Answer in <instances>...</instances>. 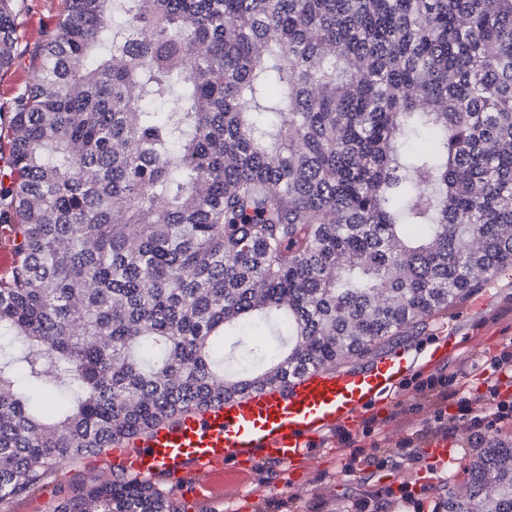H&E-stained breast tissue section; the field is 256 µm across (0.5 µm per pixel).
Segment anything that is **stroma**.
I'll use <instances>...</instances> for the list:
<instances>
[{
  "instance_id": "obj_1",
  "label": "stroma",
  "mask_w": 512,
  "mask_h": 512,
  "mask_svg": "<svg viewBox=\"0 0 512 512\" xmlns=\"http://www.w3.org/2000/svg\"><path fill=\"white\" fill-rule=\"evenodd\" d=\"M28 11L20 18L17 49L31 59L45 29L58 19L60 0H27ZM452 342L448 357L422 377L442 371L462 370L461 384L472 396L485 394L486 360L512 343V271H505L483 288L467 294L446 314L429 319L426 327L397 338L393 346L423 355L437 339ZM416 393L396 392L392 403L364 415L374 428L372 437L354 427L353 447L339 440L338 432L327 433L315 448L318 462L312 469L285 464H260L244 484H225L223 490L198 493L191 487L175 489L183 512H354L357 502L370 500L373 512H439L449 490H463V467L473 455L466 424L453 421L439 428L428 412L417 410ZM413 436L415 460L401 465L396 451L403 437ZM446 440L451 459L436 469L430 457L434 442ZM422 477L416 484L414 501L389 496L409 473Z\"/></svg>"
}]
</instances>
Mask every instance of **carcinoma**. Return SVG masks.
I'll list each match as a JSON object with an SVG mask.
<instances>
[{
    "label": "carcinoma",
    "instance_id": "1",
    "mask_svg": "<svg viewBox=\"0 0 512 512\" xmlns=\"http://www.w3.org/2000/svg\"><path fill=\"white\" fill-rule=\"evenodd\" d=\"M32 67L0 135V502L512 269V0H63ZM236 327L279 330L266 366L226 374ZM467 488L443 512H512L511 438ZM53 512L182 510L120 473Z\"/></svg>",
    "mask_w": 512,
    "mask_h": 512
}]
</instances>
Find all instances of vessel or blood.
Segmentation results:
<instances>
[{
	"instance_id": "1",
	"label": "vessel or blood",
	"mask_w": 512,
	"mask_h": 512,
	"mask_svg": "<svg viewBox=\"0 0 512 512\" xmlns=\"http://www.w3.org/2000/svg\"><path fill=\"white\" fill-rule=\"evenodd\" d=\"M417 363L408 351L372 358L363 369H313L281 387H262L124 441L112 463L127 474L199 489L237 481L265 461L311 468V448L327 431L353 426L399 389Z\"/></svg>"
}]
</instances>
